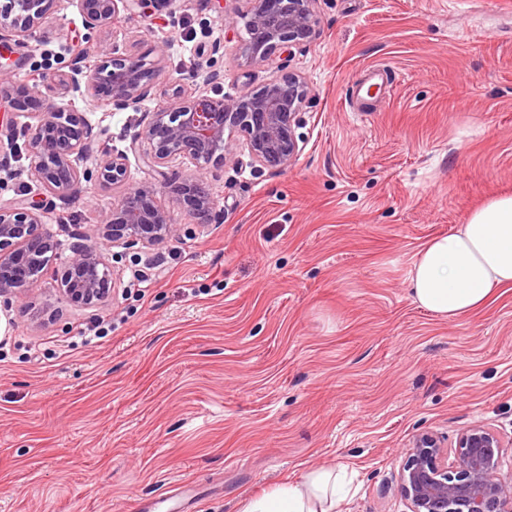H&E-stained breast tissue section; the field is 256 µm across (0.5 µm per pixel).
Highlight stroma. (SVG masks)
<instances>
[{"instance_id": "stroma-1", "label": "stroma", "mask_w": 512, "mask_h": 512, "mask_svg": "<svg viewBox=\"0 0 512 512\" xmlns=\"http://www.w3.org/2000/svg\"><path fill=\"white\" fill-rule=\"evenodd\" d=\"M317 11L312 41L257 65L242 60L246 32L226 23L222 0H151L116 19L91 49L171 39L138 112L86 111L68 75L85 34L74 2L0 59L18 83L56 76L116 151L193 61L218 72L208 91L227 99L289 71L311 89L289 166L234 153L205 172L212 223L172 203L178 238L104 247L116 280L102 306L60 293L71 246L126 189L196 169L133 159L126 185L46 200L59 247L23 297L0 298V319L15 321L0 329V512H139L171 486L195 512H239L321 466L352 475L344 512H406L396 479L413 438L431 431L452 448L473 425L500 435V472L512 475V287L448 321L408 284L430 238L512 194V0H319ZM372 66L389 85L373 111L353 113L347 90ZM1 161L0 203L40 192L25 148L1 145ZM134 267L151 281L141 300L125 295ZM102 316L110 336L75 342Z\"/></svg>"}]
</instances>
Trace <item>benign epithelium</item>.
I'll use <instances>...</instances> for the list:
<instances>
[{
    "mask_svg": "<svg viewBox=\"0 0 512 512\" xmlns=\"http://www.w3.org/2000/svg\"><path fill=\"white\" fill-rule=\"evenodd\" d=\"M235 9L233 25L242 21L250 36L241 46L249 64L268 60L276 51L311 40L317 32L318 0H242ZM69 0H0V42L18 43L40 29L47 12L65 8ZM142 0H80L86 30L110 25L120 12L132 13ZM167 44L154 45V59L139 54H120L117 49L77 54L71 73L85 87L92 109L105 104L115 110L139 107L150 95ZM218 78L215 72L200 77L189 70L180 89L164 107L151 113L149 121L131 139L127 150L114 152L99 142L85 116L43 91L47 79L16 84L0 78V96L7 95L13 108L28 121L12 122L5 137L13 145L23 140L30 156V177L59 198L77 201L84 186L106 188L125 182L129 156L149 168L172 159L188 161L200 171L178 184L142 185L126 192L112 207V214L98 224L95 239L72 247L61 277L60 292L72 304L93 308L105 302L111 286L110 273L102 259L107 244L148 247L180 234L161 198L175 199L192 218L209 222L216 214L217 200L207 187L204 171L211 162L248 150L259 168H282L297 157L300 147L294 135L310 89L293 72L269 80L261 88L234 99L214 98L206 86ZM99 158L92 168L80 169L74 159L92 150ZM42 200L36 196L0 207V297L17 296L36 281L39 258L53 248L52 237L40 231ZM504 444L498 433L476 425L464 429L457 439L455 460L448 462V449L430 432L417 435L404 452L398 492L409 512H512V476L499 470Z\"/></svg>",
    "mask_w": 512,
    "mask_h": 512,
    "instance_id": "obj_1",
    "label": "benign epithelium"
}]
</instances>
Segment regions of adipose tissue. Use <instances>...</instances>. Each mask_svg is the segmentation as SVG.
<instances>
[{
  "label": "adipose tissue",
  "instance_id": "ef3b65f1",
  "mask_svg": "<svg viewBox=\"0 0 512 512\" xmlns=\"http://www.w3.org/2000/svg\"><path fill=\"white\" fill-rule=\"evenodd\" d=\"M408 282L416 304L451 321L482 307L493 288L512 286V195L491 199L466 224L431 238ZM349 494L342 471L315 469L247 499L242 512H336Z\"/></svg>",
  "mask_w": 512,
  "mask_h": 512
}]
</instances>
